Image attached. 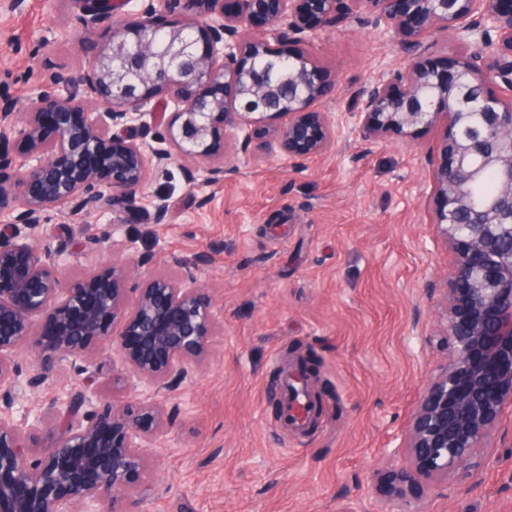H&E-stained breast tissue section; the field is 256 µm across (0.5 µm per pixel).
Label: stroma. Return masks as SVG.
<instances>
[{"label":"stroma","mask_w":512,"mask_h":512,"mask_svg":"<svg viewBox=\"0 0 512 512\" xmlns=\"http://www.w3.org/2000/svg\"><path fill=\"white\" fill-rule=\"evenodd\" d=\"M11 3L0 0V106L15 112L54 71L81 84L88 59L129 15L187 16L165 0H121L96 10L93 34L79 40L70 0ZM309 51L334 86L319 108L337 116L366 82L396 77L411 58L364 10L320 26ZM223 130L220 183H188L173 161L150 167L136 191L107 186L77 212H42L41 242L65 248L68 281L121 262L133 288L158 273L211 291L218 323L209 353L159 396L168 430L149 451L143 512H353L363 498L384 512H512V403L476 459L477 490L452 474L402 498L390 491L392 435L447 356V313L429 293L456 260L432 224L428 151L445 138L444 124L387 141L347 128L329 152L299 163L262 138L241 148L237 130ZM159 197L169 209L157 224ZM302 356L321 412L286 428L276 413L280 380ZM111 375L108 352L80 376L58 363L23 402L100 390Z\"/></svg>","instance_id":"35a3bbf8"}]
</instances>
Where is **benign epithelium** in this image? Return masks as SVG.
Instances as JSON below:
<instances>
[{"mask_svg": "<svg viewBox=\"0 0 512 512\" xmlns=\"http://www.w3.org/2000/svg\"><path fill=\"white\" fill-rule=\"evenodd\" d=\"M184 22L130 16L88 59L83 92L59 71L34 85L28 111L0 113V211L13 222L0 233V512H142L148 496V448L166 432L156 394L185 378L209 352L216 315L205 288L150 275L129 302V274L113 264L66 283L65 251L41 247L42 212L73 210L99 188L134 190L149 167L187 162L224 178L219 124L238 117L241 147L257 131L288 158L304 161L336 140L331 113L316 108L330 92L306 51L284 53L269 40L310 45L317 24L352 8L374 15L380 33L415 52L409 70L354 92L349 113L360 135L411 138L440 119L447 136L434 166V225L458 258L442 289L448 304L445 366L429 376L393 455L400 486L436 482L451 472L480 486L475 458L512 402V0H189ZM447 32L468 49L451 64L423 60L424 38ZM494 83L499 93L488 91ZM174 92L163 130L143 135L147 95ZM101 112H88L89 100ZM501 179L483 207L471 187L487 170ZM44 318L49 331L34 329ZM31 346L35 368L23 375L17 351ZM123 367L104 384L129 393L101 402L78 389L16 410L19 397L47 381L46 359L79 374L100 352Z\"/></svg>", "mask_w": 512, "mask_h": 512, "instance_id": "obj_1", "label": "benign epithelium"}]
</instances>
